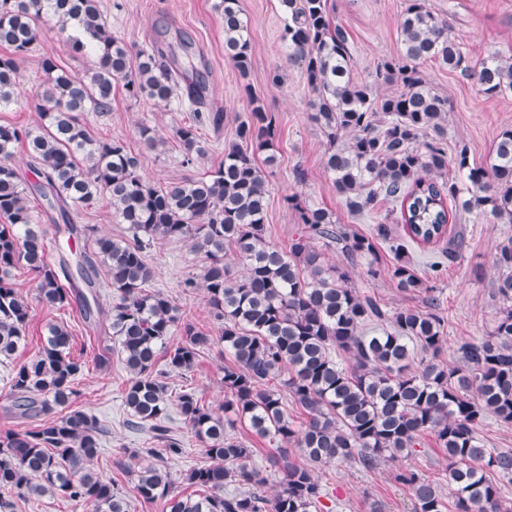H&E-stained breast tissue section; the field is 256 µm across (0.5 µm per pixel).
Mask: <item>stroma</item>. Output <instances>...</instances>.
Returning a JSON list of instances; mask_svg holds the SVG:
<instances>
[{"mask_svg": "<svg viewBox=\"0 0 512 512\" xmlns=\"http://www.w3.org/2000/svg\"><path fill=\"white\" fill-rule=\"evenodd\" d=\"M429 2L436 13L448 20L451 36L463 43L471 61L495 52L512 54V0ZM213 4L214 0H99V8L113 33L135 48L149 46L156 29L164 25L192 37L196 52L209 69L208 102L212 109L224 114L221 130L213 131L209 123L197 121L194 112L178 103L165 105L131 99L118 85L112 92L111 111L86 113L90 134L122 138L139 155L142 176L155 187L163 188L202 177L216 168L224 158L225 143L234 139L238 122L250 111L252 99H260L266 111L275 116L278 126L277 166L269 177L270 240L287 246L298 227L297 214L286 201L291 194L327 208L348 232L371 234L375 214L351 212L323 168L329 142L323 130L309 118L311 94L303 65L288 63L286 59L281 40L283 14L278 0H240L251 34L252 68L245 78L224 53V22ZM328 6L336 24L347 34L356 78L374 81L377 95L398 93L399 83H378L374 75L377 62L396 55L400 49L399 22L406 0H328ZM46 56L54 57L60 67L73 74L83 73L91 63L89 56L73 53L60 42L52 24H45L37 47L21 62L28 78L22 88L24 96L35 95L41 82V60ZM276 70L282 75V83L277 87L269 81ZM421 71L450 101L449 149L465 142L471 164L486 165L499 132L512 128V92L486 96L461 72L448 70L433 60L424 62ZM143 123L154 127L163 137L162 147L154 150L143 144L138 133ZM192 123L196 124L208 153L187 166L182 162L173 130ZM298 169L304 172V180L295 179ZM511 236L512 224H496L489 217L472 213L465 223V243L458 257L448 258L443 242L432 248H409L414 270L436 288L441 300L440 313L448 326L443 359L448 366H460L461 343L485 337L493 326L499 308L493 288L497 277L494 259L499 244ZM148 259L155 270L153 289L172 297L182 321L214 334L215 325L201 293H186L180 286L185 277L200 272L204 255L192 251L185 243L160 240L151 247ZM476 266L481 269L477 277L471 273ZM350 272L353 285L374 296L384 308L425 306V294L401 292L385 274L375 279L367 276L365 261L351 265ZM15 282L29 306L30 319L24 342L12 358L0 361V432L27 425L26 420L16 415L8 397L13 367L39 351L47 323L62 322L71 332L75 355L84 364L75 382L79 392L76 405L107 427L99 445L97 468L111 470L116 449L147 447L148 433L134 432L126 426V371L115 357L108 366L98 364L103 333L86 327L76 307L48 308L38 302L36 282L27 270H17ZM223 368L222 349L214 345L202 351L192 371L172 377L170 383L177 389L196 388L203 400L216 408L224 401ZM167 425L183 442V453L173 463V471L183 473L206 464L207 459L177 406L169 407ZM407 466L438 484L446 482L448 461L429 444L416 456L384 462L371 472L356 465L320 470L321 502L333 512H414L416 500L411 490L394 479L398 468Z\"/></svg>", "mask_w": 512, "mask_h": 512, "instance_id": "obj_1", "label": "stroma"}]
</instances>
